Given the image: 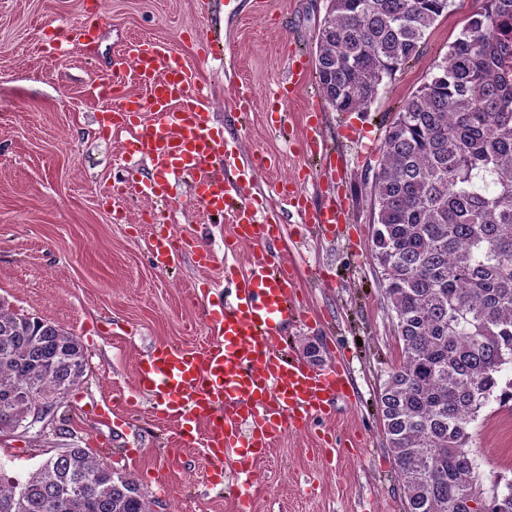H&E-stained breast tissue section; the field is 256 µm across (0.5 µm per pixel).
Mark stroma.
<instances>
[{
  "instance_id": "obj_1",
  "label": "stroma",
  "mask_w": 512,
  "mask_h": 512,
  "mask_svg": "<svg viewBox=\"0 0 512 512\" xmlns=\"http://www.w3.org/2000/svg\"><path fill=\"white\" fill-rule=\"evenodd\" d=\"M0 0V300L73 333L89 368L61 403L67 423L0 436V465L26 481L48 458L81 447L130 474L153 512H234L233 457L212 464L202 443L185 444L179 425L137 387V368L155 349L193 351L218 342L211 309L228 299L224 254L229 224L210 223L190 180L169 178L165 197H135L121 170L132 135L101 121L98 85H112L130 43L176 52L205 84L214 134L248 162L265 158L250 193L283 226L282 256L298 270L301 318L282 343L302 356L321 349L353 392L333 413L277 439L256 465V512H403L377 395L400 361L371 257L373 214L366 177L377 167L385 124L443 57L481 0H455L429 30L422 52L382 86L366 112H337L317 83L316 43L327 0ZM66 25L92 27L91 45L53 49ZM309 65L294 99L272 96L293 55ZM284 111L291 138L271 118ZM318 114L327 157L303 149L308 114ZM301 178L312 206L341 200L346 223L319 232L272 185ZM179 245L167 269L150 252L158 235ZM214 256L196 263L199 249ZM483 487L512 477V409L489 402L470 425Z\"/></svg>"
}]
</instances>
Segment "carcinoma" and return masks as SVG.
<instances>
[{
	"label": "carcinoma",
	"mask_w": 512,
	"mask_h": 512,
	"mask_svg": "<svg viewBox=\"0 0 512 512\" xmlns=\"http://www.w3.org/2000/svg\"><path fill=\"white\" fill-rule=\"evenodd\" d=\"M454 0H328L318 86L366 112ZM366 182L371 255L401 361L378 404L403 512H512L478 493L469 425L512 402V0H482L397 112ZM86 372L80 341L0 301V436ZM0 512H151L128 474L67 448L24 482L0 468Z\"/></svg>",
	"instance_id": "1"
}]
</instances>
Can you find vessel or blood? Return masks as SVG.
<instances>
[{
	"instance_id": "1",
	"label": "vessel or blood",
	"mask_w": 512,
	"mask_h": 512,
	"mask_svg": "<svg viewBox=\"0 0 512 512\" xmlns=\"http://www.w3.org/2000/svg\"><path fill=\"white\" fill-rule=\"evenodd\" d=\"M128 55L147 94L114 98L110 122L131 130L137 155L157 172L189 176L192 197L208 215L228 217L232 233L224 240L225 251L250 248L244 268L224 271L233 301L218 317L220 343L194 352L160 347L140 364L138 386L159 399L180 425L204 426L212 459L246 449L237 461V512H253L247 488L254 481L255 462L286 431L330 414L349 378L339 368L315 369L281 353L279 342L298 313L294 272L274 246L282 227L270 223L246 195L255 170L238 167L224 141L212 134L194 73L172 52L144 41L133 44ZM233 167L238 170L234 181L225 175ZM278 190L297 213H310L318 229L344 220L338 202L308 212L300 180L281 182Z\"/></svg>"
}]
</instances>
